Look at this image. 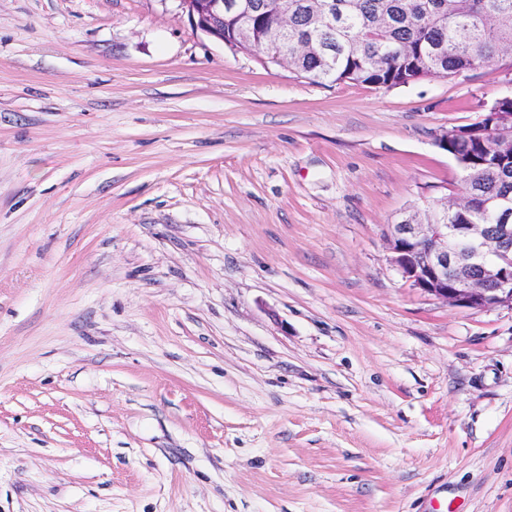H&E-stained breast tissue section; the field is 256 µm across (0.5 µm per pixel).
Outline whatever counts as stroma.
<instances>
[{
    "instance_id": "stroma-1",
    "label": "stroma",
    "mask_w": 512,
    "mask_h": 512,
    "mask_svg": "<svg viewBox=\"0 0 512 512\" xmlns=\"http://www.w3.org/2000/svg\"><path fill=\"white\" fill-rule=\"evenodd\" d=\"M511 65L322 86L178 0H0V512H512V308L382 236Z\"/></svg>"
}]
</instances>
